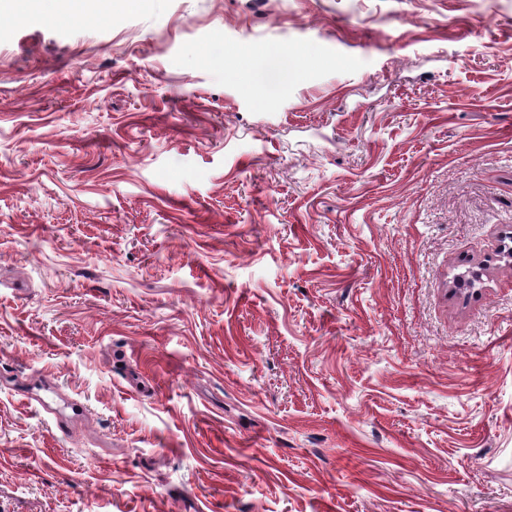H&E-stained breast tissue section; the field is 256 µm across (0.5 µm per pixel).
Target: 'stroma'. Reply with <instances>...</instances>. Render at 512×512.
Here are the masks:
<instances>
[{"instance_id": "stroma-1", "label": "stroma", "mask_w": 512, "mask_h": 512, "mask_svg": "<svg viewBox=\"0 0 512 512\" xmlns=\"http://www.w3.org/2000/svg\"><path fill=\"white\" fill-rule=\"evenodd\" d=\"M510 226L512 0L0 14V512H512Z\"/></svg>"}]
</instances>
